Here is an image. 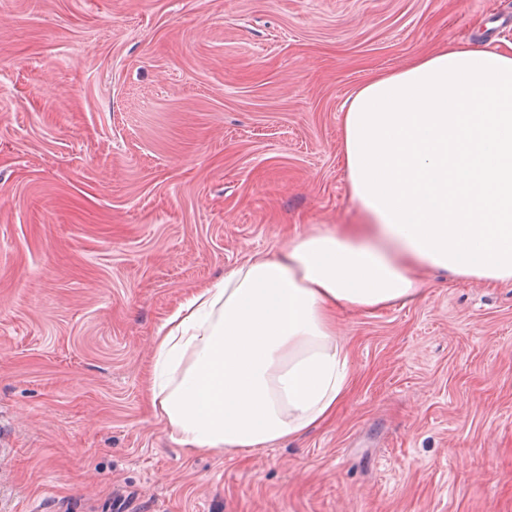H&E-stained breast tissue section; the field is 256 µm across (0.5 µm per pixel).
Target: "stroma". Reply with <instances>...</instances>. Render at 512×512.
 <instances>
[{
    "mask_svg": "<svg viewBox=\"0 0 512 512\" xmlns=\"http://www.w3.org/2000/svg\"><path fill=\"white\" fill-rule=\"evenodd\" d=\"M507 0H0V512H512V282L338 327L333 420L187 454L146 405L192 290L348 224L347 99Z\"/></svg>",
    "mask_w": 512,
    "mask_h": 512,
    "instance_id": "obj_1",
    "label": "stroma"
}]
</instances>
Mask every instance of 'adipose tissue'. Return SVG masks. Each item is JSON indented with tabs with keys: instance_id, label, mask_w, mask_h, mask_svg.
I'll use <instances>...</instances> for the list:
<instances>
[{
	"instance_id": "obj_1",
	"label": "adipose tissue",
	"mask_w": 512,
	"mask_h": 512,
	"mask_svg": "<svg viewBox=\"0 0 512 512\" xmlns=\"http://www.w3.org/2000/svg\"><path fill=\"white\" fill-rule=\"evenodd\" d=\"M340 160L356 223L248 257L157 329L149 403L184 451L265 448L332 418L353 383L337 311L414 302L427 269L512 281V44L370 78Z\"/></svg>"
}]
</instances>
